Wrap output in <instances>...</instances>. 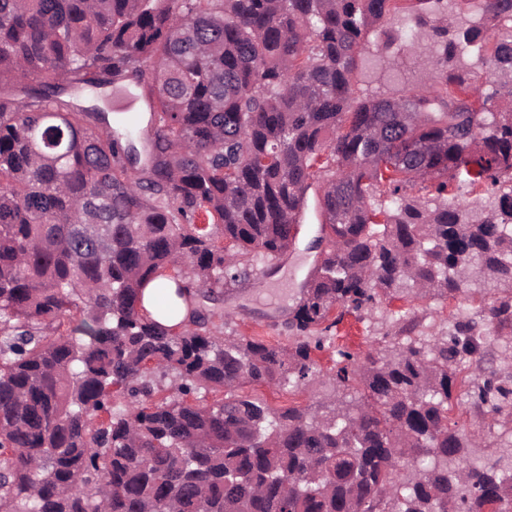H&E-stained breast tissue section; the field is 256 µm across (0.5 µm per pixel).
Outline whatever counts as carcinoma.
Listing matches in <instances>:
<instances>
[{
    "label": "carcinoma",
    "instance_id": "cac0c4a2",
    "mask_svg": "<svg viewBox=\"0 0 512 512\" xmlns=\"http://www.w3.org/2000/svg\"><path fill=\"white\" fill-rule=\"evenodd\" d=\"M416 3L0 0V512H512V440L471 459L479 437L448 424L458 385L512 408L499 378L457 382L512 299L339 352L354 400L244 392L322 384L336 306L512 284V0ZM394 25L406 55L372 71L432 84L362 97L367 35ZM464 44L485 79L462 76ZM119 94L144 107L112 115ZM457 179L494 199L455 200ZM318 182L331 244L288 344L214 334L240 257L288 252ZM159 279L176 325L142 304ZM245 392L258 395L268 401V403L275 407H288L292 405H312L317 402L334 400L342 396V391L335 390L330 384L287 387L286 389L268 388L265 386H248Z\"/></svg>",
    "mask_w": 512,
    "mask_h": 512
}]
</instances>
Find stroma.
<instances>
[{
  "label": "stroma",
  "mask_w": 512,
  "mask_h": 512,
  "mask_svg": "<svg viewBox=\"0 0 512 512\" xmlns=\"http://www.w3.org/2000/svg\"><path fill=\"white\" fill-rule=\"evenodd\" d=\"M314 210H307L298 244L269 264L251 261L252 275L224 292V323L220 330L227 336L260 338L272 344L288 341V320L300 298V289L315 264L317 255L308 248L317 233ZM503 288L468 290L442 299H380L361 313L345 314L334 327L324 348L313 357L323 373H332L340 351L351 352L355 359L386 353V332L401 333L409 329L414 336H431L446 332L449 323L472 316L479 307L506 296ZM249 394L260 396L276 408L312 405L340 398L332 385L298 386L286 389L252 386ZM450 421L457 428L480 431L483 445L478 453L484 457L498 455L501 425L490 415L472 405L452 398Z\"/></svg>",
  "instance_id": "obj_1"
}]
</instances>
